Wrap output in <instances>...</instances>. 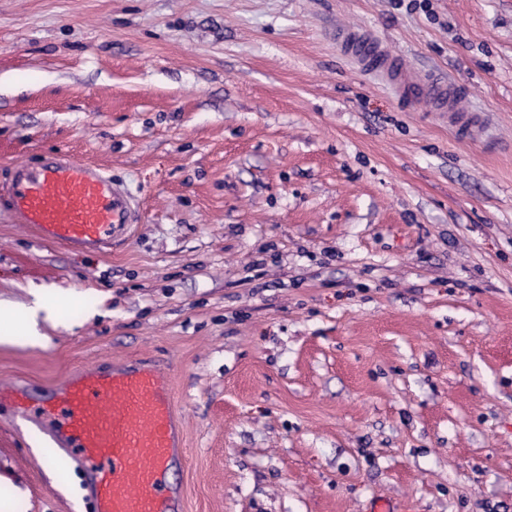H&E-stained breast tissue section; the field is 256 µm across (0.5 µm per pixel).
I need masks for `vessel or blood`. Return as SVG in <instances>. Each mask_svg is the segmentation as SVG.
Listing matches in <instances>:
<instances>
[{"label": "vessel or blood", "mask_w": 512, "mask_h": 512, "mask_svg": "<svg viewBox=\"0 0 512 512\" xmlns=\"http://www.w3.org/2000/svg\"><path fill=\"white\" fill-rule=\"evenodd\" d=\"M336 44L365 72L407 99H429L461 137L480 135L486 117L463 110L461 85L407 73L370 32L340 29ZM0 206L35 238L85 257L111 254L141 220L138 200L104 166L62 151L14 163ZM0 412L34 423L85 474L93 512H181V441L171 380L147 364L82 369L36 392L0 384Z\"/></svg>", "instance_id": "obj_1"}]
</instances>
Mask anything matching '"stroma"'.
I'll use <instances>...</instances> for the list:
<instances>
[{"mask_svg":"<svg viewBox=\"0 0 512 512\" xmlns=\"http://www.w3.org/2000/svg\"><path fill=\"white\" fill-rule=\"evenodd\" d=\"M369 31L488 129L336 46ZM61 150L142 221L105 257L0 213V382L170 373L184 512H512V0H0V182ZM0 420V504L90 512ZM32 295L34 300L30 305H0V344L12 343L15 336H27L29 343L35 346H45L48 343L49 336L47 333L41 332L38 329L37 317L40 313H44V321L47 322L52 328L56 327V323L53 319L51 309L42 302L39 292L33 291ZM19 309L24 310L27 316H19V314L16 312ZM16 317L20 318L26 335H14L10 328L2 326L4 321L6 322Z\"/></svg>","mask_w":512,"mask_h":512,"instance_id":"1","label":"stroma"}]
</instances>
